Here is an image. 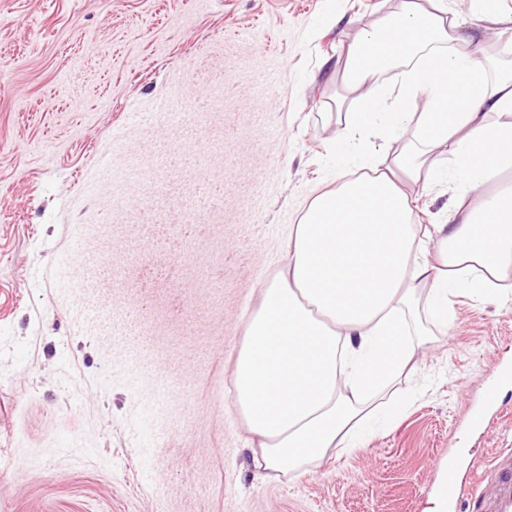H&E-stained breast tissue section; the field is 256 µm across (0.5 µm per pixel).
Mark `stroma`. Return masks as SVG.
Returning a JSON list of instances; mask_svg holds the SVG:
<instances>
[{"mask_svg": "<svg viewBox=\"0 0 512 512\" xmlns=\"http://www.w3.org/2000/svg\"><path fill=\"white\" fill-rule=\"evenodd\" d=\"M398 2L0 0V512H423L434 456L512 448V269L485 303L453 298L410 409L366 450L266 479L226 397L336 172L343 59ZM416 197L418 224L454 203ZM491 392L504 411L470 431Z\"/></svg>", "mask_w": 512, "mask_h": 512, "instance_id": "obj_1", "label": "stroma"}]
</instances>
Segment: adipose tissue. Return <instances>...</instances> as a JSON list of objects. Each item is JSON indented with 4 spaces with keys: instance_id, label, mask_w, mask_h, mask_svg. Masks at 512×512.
<instances>
[{
    "instance_id": "obj_1",
    "label": "adipose tissue",
    "mask_w": 512,
    "mask_h": 512,
    "mask_svg": "<svg viewBox=\"0 0 512 512\" xmlns=\"http://www.w3.org/2000/svg\"><path fill=\"white\" fill-rule=\"evenodd\" d=\"M496 3L481 0L467 33L438 0H399L347 52L355 109L335 146L367 170L339 174L294 226L229 378L266 477L363 449L378 396L447 333L452 296L491 297L512 267V61L474 49ZM396 68L392 93L378 78ZM441 183L455 198L446 223L415 224L413 186Z\"/></svg>"
}]
</instances>
